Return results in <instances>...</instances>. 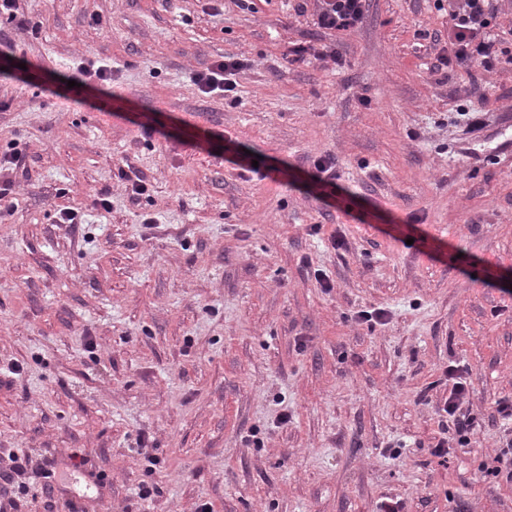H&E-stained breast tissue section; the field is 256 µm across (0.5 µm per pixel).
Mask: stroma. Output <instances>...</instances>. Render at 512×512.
Segmentation results:
<instances>
[{"mask_svg":"<svg viewBox=\"0 0 512 512\" xmlns=\"http://www.w3.org/2000/svg\"><path fill=\"white\" fill-rule=\"evenodd\" d=\"M315 10L0 17V153L26 155L0 218V461L55 460L15 512H512L482 470L512 436V64L435 70L436 0H367L338 33ZM299 43L335 55L296 62ZM227 57L235 99L203 96L194 75ZM102 64L111 82L83 77ZM447 375L451 387L448 391V399L445 400L442 410L448 417L452 418L454 431L459 436L457 443L463 446L467 443L466 434L473 425V417L470 414L457 415L468 392L467 382L464 377V371L459 366H448Z\"/></svg>","mask_w":512,"mask_h":512,"instance_id":"1","label":"stroma"}]
</instances>
